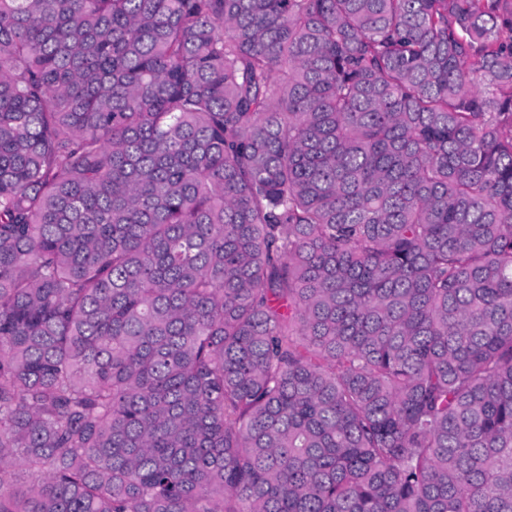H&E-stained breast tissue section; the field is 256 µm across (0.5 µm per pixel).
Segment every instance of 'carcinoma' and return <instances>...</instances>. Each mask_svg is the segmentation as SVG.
Masks as SVG:
<instances>
[{
  "instance_id": "cac0c4a2",
  "label": "carcinoma",
  "mask_w": 512,
  "mask_h": 512,
  "mask_svg": "<svg viewBox=\"0 0 512 512\" xmlns=\"http://www.w3.org/2000/svg\"><path fill=\"white\" fill-rule=\"evenodd\" d=\"M0 512H512V0H0Z\"/></svg>"
}]
</instances>
